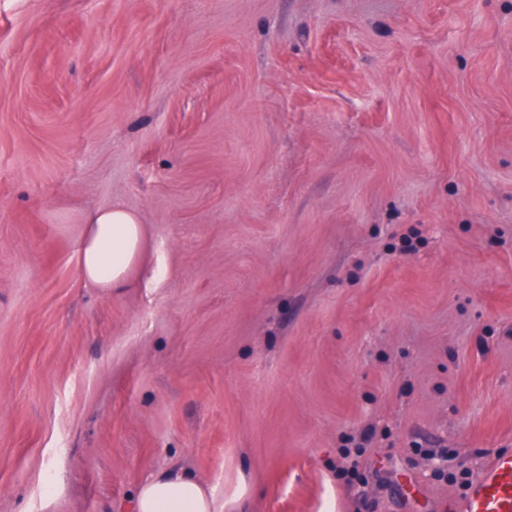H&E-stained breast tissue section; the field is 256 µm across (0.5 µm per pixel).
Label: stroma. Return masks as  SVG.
<instances>
[{"instance_id":"35a3bbf8","label":"stroma","mask_w":512,"mask_h":512,"mask_svg":"<svg viewBox=\"0 0 512 512\" xmlns=\"http://www.w3.org/2000/svg\"><path fill=\"white\" fill-rule=\"evenodd\" d=\"M495 452L512 0H0V512H455ZM84 224L80 271L85 282L94 288H130L145 239L139 215L117 205L87 215ZM134 512H213L205 486L188 472L167 467L151 474L142 484Z\"/></svg>"}]
</instances>
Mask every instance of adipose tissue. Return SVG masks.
Wrapping results in <instances>:
<instances>
[{
  "label": "adipose tissue",
  "instance_id": "obj_1",
  "mask_svg": "<svg viewBox=\"0 0 512 512\" xmlns=\"http://www.w3.org/2000/svg\"><path fill=\"white\" fill-rule=\"evenodd\" d=\"M80 244V271L95 288L119 290L132 285L130 273L138 263L145 239L139 215L111 206L86 216ZM205 486L175 467L151 474L142 484L135 512H213Z\"/></svg>",
  "mask_w": 512,
  "mask_h": 512
}]
</instances>
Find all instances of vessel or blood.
I'll use <instances>...</instances> for the list:
<instances>
[{"instance_id":"b4317fda","label":"vessel or blood","mask_w":512,"mask_h":512,"mask_svg":"<svg viewBox=\"0 0 512 512\" xmlns=\"http://www.w3.org/2000/svg\"><path fill=\"white\" fill-rule=\"evenodd\" d=\"M458 512H512V455H492L471 483Z\"/></svg>"}]
</instances>
